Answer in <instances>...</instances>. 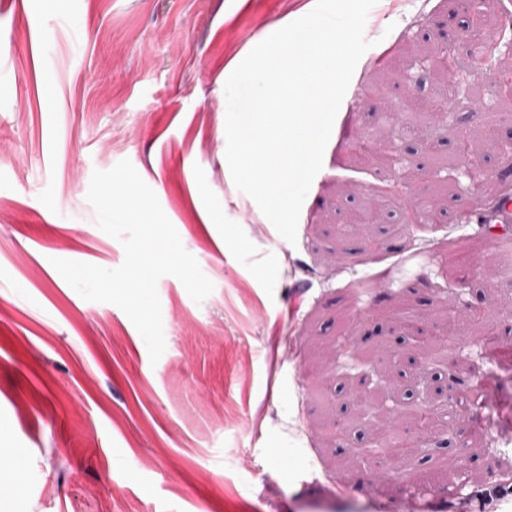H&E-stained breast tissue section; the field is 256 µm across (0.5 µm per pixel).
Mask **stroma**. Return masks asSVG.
<instances>
[{
    "label": "stroma",
    "instance_id": "1",
    "mask_svg": "<svg viewBox=\"0 0 512 512\" xmlns=\"http://www.w3.org/2000/svg\"><path fill=\"white\" fill-rule=\"evenodd\" d=\"M315 0H0V448L18 471L0 512H482L465 475L512 485V360L480 353L512 337V243L457 217L512 192V153L471 173L458 128L512 135V95L481 78L441 120L391 113L431 102L435 47L465 57L464 0H377L323 166L288 242L237 189L226 159L225 84L261 41ZM129 160L214 289L195 302L160 278L165 351L118 306L85 300L53 259L106 269L121 243L87 201L94 171ZM410 183L419 223L386 195ZM482 330L415 363L401 323L448 333L447 302ZM401 355L400 377L385 370ZM488 381L479 430L436 455L417 438L405 470L380 474L373 413L431 404L448 375Z\"/></svg>",
    "mask_w": 512,
    "mask_h": 512
}]
</instances>
